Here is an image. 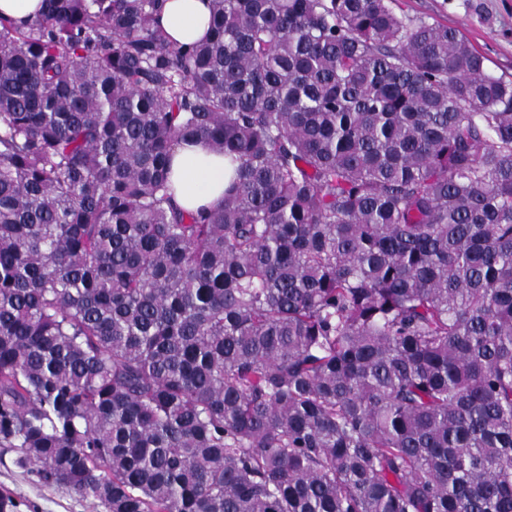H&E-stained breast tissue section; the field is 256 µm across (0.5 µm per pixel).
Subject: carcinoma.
I'll use <instances>...</instances> for the list:
<instances>
[{
    "label": "carcinoma",
    "instance_id": "cac0c4a2",
    "mask_svg": "<svg viewBox=\"0 0 512 512\" xmlns=\"http://www.w3.org/2000/svg\"><path fill=\"white\" fill-rule=\"evenodd\" d=\"M43 4L0 20V448L105 512H512V80L393 0L181 47ZM174 200L184 210L217 206L224 201L230 177L224 155L214 153L204 142L178 146L172 161Z\"/></svg>",
    "mask_w": 512,
    "mask_h": 512
}]
</instances>
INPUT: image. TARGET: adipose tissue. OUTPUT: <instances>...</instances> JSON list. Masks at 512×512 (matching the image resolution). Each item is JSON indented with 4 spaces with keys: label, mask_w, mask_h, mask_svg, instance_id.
Returning a JSON list of instances; mask_svg holds the SVG:
<instances>
[{
    "label": "adipose tissue",
    "mask_w": 512,
    "mask_h": 512,
    "mask_svg": "<svg viewBox=\"0 0 512 512\" xmlns=\"http://www.w3.org/2000/svg\"><path fill=\"white\" fill-rule=\"evenodd\" d=\"M171 44L181 46L209 32L208 0H166L160 17ZM230 169L206 143L177 147L172 161L174 200L185 210L217 206L224 199Z\"/></svg>",
    "instance_id": "obj_1"
}]
</instances>
